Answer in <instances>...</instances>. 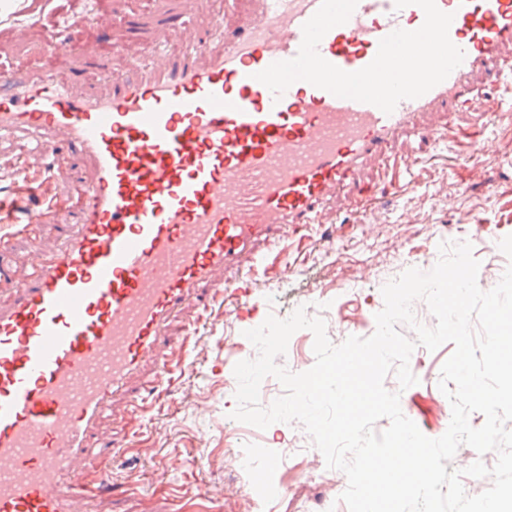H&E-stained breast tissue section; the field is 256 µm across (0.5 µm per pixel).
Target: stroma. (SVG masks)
Wrapping results in <instances>:
<instances>
[{
	"label": "stroma",
	"mask_w": 512,
	"mask_h": 512,
	"mask_svg": "<svg viewBox=\"0 0 512 512\" xmlns=\"http://www.w3.org/2000/svg\"><path fill=\"white\" fill-rule=\"evenodd\" d=\"M73 0H0V69L16 64H44L45 44L39 28L22 30L20 15H39L50 22L72 8ZM111 25L89 22V37L74 41L60 35L62 45H74L57 65L72 77L77 92L101 93L107 86L97 66L111 59L113 68L127 66L138 38L157 35L160 21L148 0H106ZM478 135L481 151L470 137ZM394 169H369L362 180L364 196L341 194L324 208L321 224L297 241L288 254L289 277L267 260L251 270L246 289L225 288L204 314L186 308L169 327L170 379L143 393L134 421L104 419L100 435L116 433L119 450L112 461V491L98 501L95 512H296L291 490L299 486L308 465L321 459L305 430L274 423L262 431L268 456L291 449L284 468L270 472L281 485L275 498L266 497L249 472L240 470L243 453L235 434V365L257 355L246 330L267 316L284 319L298 303L316 313L334 311L340 328L353 335L355 317L375 316L384 306L382 287L409 268L428 270L439 259V245L465 234L474 241V256L505 260L512 256V92L456 113L444 142L429 132L397 142ZM70 180L60 186L42 177L47 160L31 149L25 135L0 138V226L12 233L0 263L25 267L37 252L54 247L59 233L74 230L80 212L70 201L87 180L79 156H68ZM59 197L49 222L22 232L13 222L14 201L35 196ZM365 270L352 289L341 275ZM249 303H242L241 293ZM452 343L410 361L417 384L400 389L395 375L384 385L400 392L401 409L419 430L439 437L441 422L434 406L443 394L438 387Z\"/></svg>",
	"instance_id": "obj_1"
}]
</instances>
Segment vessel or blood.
Masks as SVG:
<instances>
[{
    "label": "vessel or blood",
    "mask_w": 512,
    "mask_h": 512,
    "mask_svg": "<svg viewBox=\"0 0 512 512\" xmlns=\"http://www.w3.org/2000/svg\"><path fill=\"white\" fill-rule=\"evenodd\" d=\"M321 2L227 0L237 22L213 38L154 0L187 61L171 66L144 44L147 69L109 71L103 93L78 94L45 66L0 72V136L28 133L53 156V182L67 179L65 145L89 171L73 195L77 228L28 269L0 265L12 283L0 298V512L97 502L111 487L114 446L99 424L145 366L165 378V329L187 306L208 308L214 273L239 277L260 248L319 223L326 203L366 167H386L425 117L497 94L480 75H512V0H436L465 57L421 97L389 114L304 81L274 97L255 75L297 55ZM424 20L414 4L358 0L318 52L354 72L381 39Z\"/></svg>",
    "instance_id": "vessel-or-blood-1"
}]
</instances>
